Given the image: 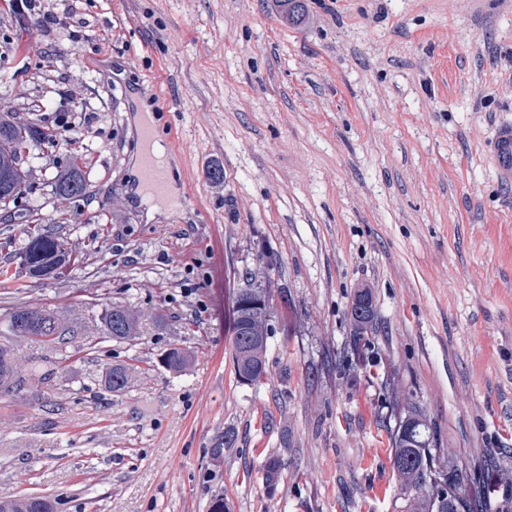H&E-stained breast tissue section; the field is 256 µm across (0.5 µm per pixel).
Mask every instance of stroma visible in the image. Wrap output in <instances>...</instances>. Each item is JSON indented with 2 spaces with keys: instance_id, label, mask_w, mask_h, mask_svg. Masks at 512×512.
<instances>
[{
  "instance_id": "stroma-1",
  "label": "stroma",
  "mask_w": 512,
  "mask_h": 512,
  "mask_svg": "<svg viewBox=\"0 0 512 512\" xmlns=\"http://www.w3.org/2000/svg\"><path fill=\"white\" fill-rule=\"evenodd\" d=\"M0 54L53 63L37 119L90 192L31 199L68 262L29 274V224L0 222V498L55 512H400L391 400L435 422L512 512V0H36ZM80 88L81 112L60 116ZM172 144L186 206L138 190L139 117ZM57 153V154H58ZM224 178L214 181L213 169ZM274 267H266V260ZM250 269L274 296L266 372L241 383L229 306ZM377 318L356 339L358 289ZM137 334H104L106 309ZM19 308L77 336L8 329ZM187 356L164 366L170 349ZM124 366L113 393L106 372ZM234 442L212 450L226 429ZM286 469L276 486L270 456ZM136 320L134 315L120 306H112L104 315V330L112 339L123 340L135 335ZM23 383L22 377L17 375L10 353L0 347V386L21 387ZM0 512H54L52 503L41 496L0 499Z\"/></svg>"
}]
</instances>
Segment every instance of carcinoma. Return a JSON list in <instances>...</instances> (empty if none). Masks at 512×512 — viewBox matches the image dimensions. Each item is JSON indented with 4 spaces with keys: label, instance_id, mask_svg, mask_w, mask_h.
<instances>
[{
    "label": "carcinoma",
    "instance_id": "obj_1",
    "mask_svg": "<svg viewBox=\"0 0 512 512\" xmlns=\"http://www.w3.org/2000/svg\"><path fill=\"white\" fill-rule=\"evenodd\" d=\"M0 70L11 78L26 77L30 71L43 74L37 64L21 68L0 57ZM36 110L34 104L12 105L0 108V210H13L19 219L33 217L42 221V215H34L28 207L29 195L35 189L34 166L26 164V158L34 148L52 149L55 141L49 139L37 124H24L19 113ZM88 182L81 166L73 158L56 160V172L51 181V195L59 199L78 200L87 194ZM20 259L29 272L37 275L54 273L66 264L65 255L57 240L49 232H37L28 238L20 253ZM354 303L364 306L366 322L375 317L371 292L364 288L355 295ZM232 308V358L235 374L247 372L261 379L266 369L268 331L262 328L248 300L233 295ZM8 329L15 336L42 337L48 342L63 344L75 330L52 313L20 308L10 313ZM136 320L126 308L114 306L106 310L104 330L107 336L123 340L135 335ZM129 383L128 371L114 367L105 376V387L120 392ZM21 376L12 362L7 349L0 347V386L20 387ZM391 464L397 476L404 505L402 512H486L496 496L495 485L481 480L470 470L448 468V487L437 483L443 471L436 467L434 431L431 422L412 402L402 407V414L390 435ZM284 468L280 457H271L265 464L266 480L275 485ZM476 485L474 494L458 492L461 483ZM0 512H54L52 503L41 496L0 499Z\"/></svg>",
    "mask_w": 512,
    "mask_h": 512
}]
</instances>
